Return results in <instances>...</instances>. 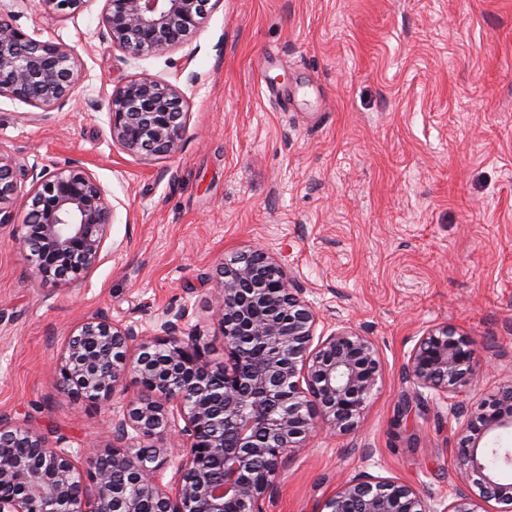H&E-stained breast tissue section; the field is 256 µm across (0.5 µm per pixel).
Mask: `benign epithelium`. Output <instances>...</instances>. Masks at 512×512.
I'll return each instance as SVG.
<instances>
[{"mask_svg":"<svg viewBox=\"0 0 512 512\" xmlns=\"http://www.w3.org/2000/svg\"><path fill=\"white\" fill-rule=\"evenodd\" d=\"M87 0H39L60 14ZM221 0H104L102 37L134 57L187 42L210 3ZM73 50L36 39L0 21V96L49 109L72 98ZM184 95L144 74L113 91L112 142L128 154L176 151ZM24 233L32 275L72 287L101 262L114 207L76 160L53 169L27 167L0 153V224L15 221L21 183ZM288 270L264 248L224 261L217 270L212 317L224 336V364L206 358L197 336H184L189 309H169L150 333L106 314L81 323L55 362L60 393L98 403L138 385L126 410L111 418L112 446L76 452L24 423L0 418V512H265L285 461L318 430H354L382 375L370 337L343 326L317 331L319 318L289 288ZM475 342L448 323L426 328L405 375L418 403L470 381ZM459 423L460 485L439 510L416 488L359 473L340 484L319 512H512V450L496 430H512V384L472 410L454 404Z\"/></svg>","mask_w":512,"mask_h":512,"instance_id":"benign-epithelium-1","label":"benign epithelium"}]
</instances>
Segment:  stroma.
<instances>
[{
  "label": "stroma",
  "mask_w": 512,
  "mask_h": 512,
  "mask_svg": "<svg viewBox=\"0 0 512 512\" xmlns=\"http://www.w3.org/2000/svg\"><path fill=\"white\" fill-rule=\"evenodd\" d=\"M36 3L0 0V16L73 48L78 83L47 110L0 97V153L81 161L115 219L73 288L32 276L16 244L23 207L0 224V418L72 449L111 446L127 398L60 394L52 362L67 336L102 311L152 331L185 306V334L222 363L216 269L261 246L322 325L370 336L384 365L357 429L291 456L266 512H316L362 472L448 506L460 478L449 403L397 412L431 325L476 342L458 400L476 407L512 382V0H220L186 43L138 58L101 37L104 0L69 16ZM145 73L184 93L175 153L111 141L110 96Z\"/></svg>",
  "instance_id": "1"
}]
</instances>
